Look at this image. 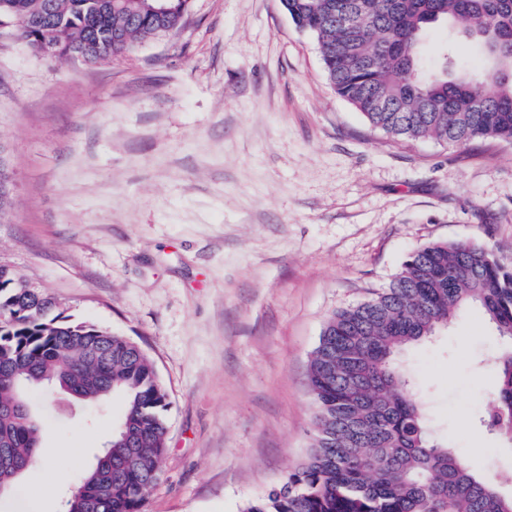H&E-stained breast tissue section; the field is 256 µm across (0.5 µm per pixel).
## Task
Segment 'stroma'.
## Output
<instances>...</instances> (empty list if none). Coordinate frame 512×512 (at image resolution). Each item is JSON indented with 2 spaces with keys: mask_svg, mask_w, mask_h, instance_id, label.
<instances>
[{
  "mask_svg": "<svg viewBox=\"0 0 512 512\" xmlns=\"http://www.w3.org/2000/svg\"><path fill=\"white\" fill-rule=\"evenodd\" d=\"M11 170L0 259L56 310L127 336L168 392L146 512H241L305 459L307 370L329 314L386 287L418 247L512 264V143L393 137L328 81L280 0H190L175 30L108 64L50 60L0 29ZM506 344L461 310L401 357L438 440L512 493V444L474 425ZM40 454L71 484L123 411L45 387ZM41 472L0 495L63 512Z\"/></svg>",
  "mask_w": 512,
  "mask_h": 512,
  "instance_id": "stroma-1",
  "label": "stroma"
}]
</instances>
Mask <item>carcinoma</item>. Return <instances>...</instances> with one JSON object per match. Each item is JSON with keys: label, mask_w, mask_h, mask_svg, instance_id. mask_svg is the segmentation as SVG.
I'll return each mask as SVG.
<instances>
[{"label": "carcinoma", "mask_w": 512, "mask_h": 512, "mask_svg": "<svg viewBox=\"0 0 512 512\" xmlns=\"http://www.w3.org/2000/svg\"><path fill=\"white\" fill-rule=\"evenodd\" d=\"M188 0L158 17L150 0H0V19L36 53L73 51L101 64L177 28ZM318 44L336 93L391 136L455 144L512 142V0H281ZM359 13L344 27L341 12ZM453 35L438 70L419 69L425 31ZM479 45L481 79L456 64ZM477 304L512 343V266L469 242L414 250L388 287L333 311L307 373L315 444L286 482L242 512H512V497L478 478L436 440L422 399L399 363L455 312ZM56 302L0 260V489L37 469L42 424L29 397L54 385L87 405L119 394L110 440L64 503V512H144L167 450V393L134 342L54 313ZM497 395L480 425L512 442V351L495 366Z\"/></svg>", "instance_id": "carcinoma-1"}]
</instances>
